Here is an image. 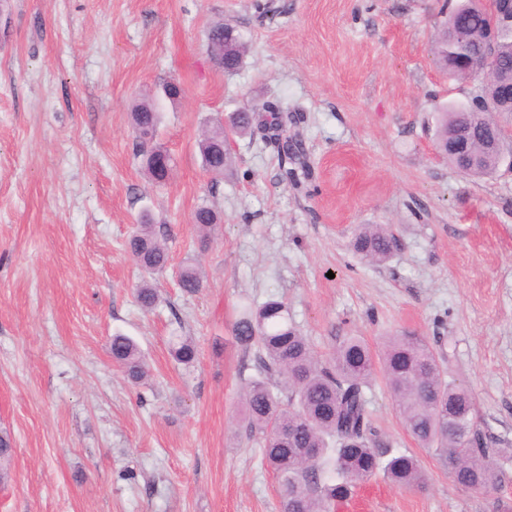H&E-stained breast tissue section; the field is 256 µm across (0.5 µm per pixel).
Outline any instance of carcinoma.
<instances>
[{"mask_svg":"<svg viewBox=\"0 0 512 512\" xmlns=\"http://www.w3.org/2000/svg\"><path fill=\"white\" fill-rule=\"evenodd\" d=\"M461 23L462 33L448 35ZM493 27L490 13L474 2L460 0L438 30L433 57L454 78L479 79L470 117L464 119L452 106H442L436 117L435 139L442 149L448 128L469 131L478 155L474 177L499 169L497 152L489 143L498 140L503 112L498 100L500 75L512 74V27L499 28L489 40ZM212 49L224 47V71L231 74L243 64L247 42L239 29L228 23L211 26L206 33ZM491 48L497 58L494 69L475 72L464 62ZM271 117V133L266 146L285 157L280 140L288 133V115L274 103L265 106ZM134 130L157 129L159 112L151 100L137 104L131 112ZM265 126L255 112H236L229 123L216 125L198 142L203 167L214 177H222L234 160L224 152L221 140L252 134L254 126ZM156 143L137 139L136 155L149 181L164 180ZM221 221L220 213L204 205L194 212V224L208 235ZM352 247L363 258L383 263L396 247V238L383 224L357 227ZM128 251L148 273L168 268L169 253L162 235L144 218L128 240ZM179 285L194 293L202 288L197 267L186 265L178 271ZM136 298L145 310L154 308L159 295L148 282L136 289ZM235 342L246 352L255 351L256 376L243 386L242 427L247 438L264 448L266 464L279 481L282 512H332L348 501L355 489L376 475L398 488L420 489L426 474L419 460L407 451L380 447L378 431L369 419L366 389L375 373L382 374L404 426L423 448H432L452 483L471 490H490L501 483L502 469L495 462L501 449L491 447L473 418L474 397L467 389L448 381L440 358L419 336L396 334L385 337L374 350L362 336H344L327 358L316 354L307 338L293 326L288 305L268 300L243 308L233 325ZM112 360L125 377L138 384L149 369L136 342L118 334L112 337ZM184 365L196 359V348L188 340H178L172 350Z\"/></svg>","mask_w":512,"mask_h":512,"instance_id":"cac0c4a2","label":"carcinoma"}]
</instances>
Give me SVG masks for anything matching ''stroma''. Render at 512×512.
<instances>
[{"mask_svg": "<svg viewBox=\"0 0 512 512\" xmlns=\"http://www.w3.org/2000/svg\"><path fill=\"white\" fill-rule=\"evenodd\" d=\"M445 0H0V432L12 440L0 512H281L276 477L240 434L254 355L233 339L241 305L287 302L328 355L349 332L371 346L412 333L475 396V421L512 449V171L474 179L434 144L435 114L477 83L431 53ZM250 45L241 70L206 52L214 23ZM157 138L166 184L135 156L131 106L166 80ZM295 113L289 142L309 167L283 182L261 133L235 139L213 178L198 141L219 117L266 102ZM216 206L201 238L195 209ZM171 258L145 275L126 250L140 215ZM385 224L392 258L352 252ZM199 267L187 294L176 269ZM150 280L160 301L134 296ZM131 336L150 368L132 385L112 360ZM196 361L179 364L176 338ZM380 438L413 453L422 490L374 478L335 512H512L498 491L456 487L406 431L382 377L368 393Z\"/></svg>", "mask_w": 512, "mask_h": 512, "instance_id": "obj_1", "label": "stroma"}]
</instances>
